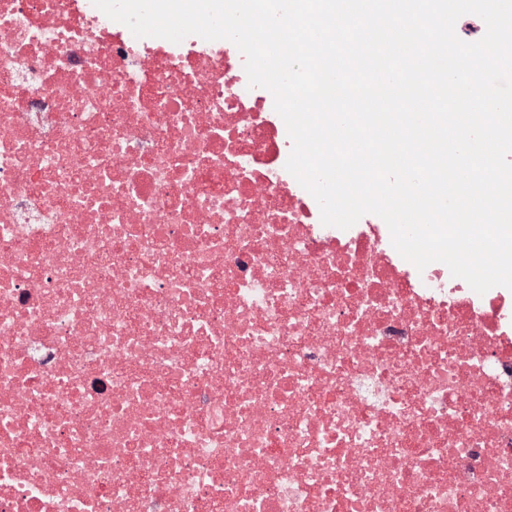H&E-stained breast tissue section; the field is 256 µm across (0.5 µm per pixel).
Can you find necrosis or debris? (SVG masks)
<instances>
[{
	"mask_svg": "<svg viewBox=\"0 0 512 512\" xmlns=\"http://www.w3.org/2000/svg\"><path fill=\"white\" fill-rule=\"evenodd\" d=\"M222 41L0 0V512H512V311L324 225Z\"/></svg>",
	"mask_w": 512,
	"mask_h": 512,
	"instance_id": "necrosis-or-debris-1",
	"label": "necrosis or debris"
}]
</instances>
